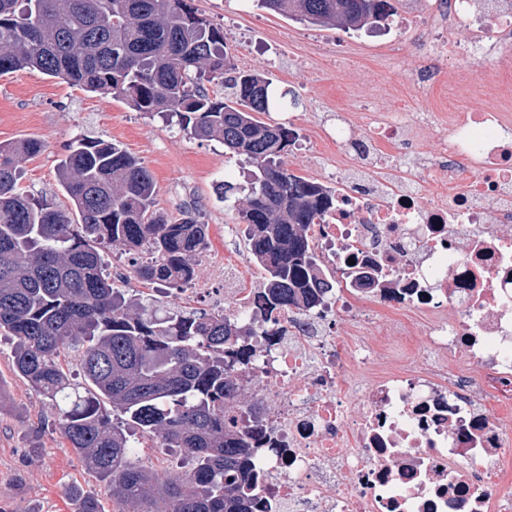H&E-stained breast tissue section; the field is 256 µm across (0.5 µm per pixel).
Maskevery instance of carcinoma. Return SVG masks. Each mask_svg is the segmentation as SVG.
<instances>
[{"mask_svg":"<svg viewBox=\"0 0 512 512\" xmlns=\"http://www.w3.org/2000/svg\"><path fill=\"white\" fill-rule=\"evenodd\" d=\"M0 0V74L33 68L138 111L175 114L200 140H217L256 168L235 218L263 270L254 303L261 322L201 308L163 317L142 293L114 287L106 249L135 256L127 280L182 288L208 247V225L156 209L150 170L116 143L76 138L56 166L69 214L19 189L20 163L40 152L29 138L0 143V333L14 371L55 410L80 463L104 483L116 512H261L253 494L259 439L224 415L242 402L237 376L254 362L249 338L279 334L290 305L310 306L329 287L308 227L334 204L325 185L282 160L297 139L261 116L286 93L258 71H239L224 32L190 0ZM261 7L352 31L395 12L391 0H258ZM224 83L216 99L198 80ZM78 356L83 382L67 373ZM184 452L183 470L160 476L139 437ZM73 512H102L81 488Z\"/></svg>","mask_w":512,"mask_h":512,"instance_id":"cac0c4a2","label":"carcinoma"}]
</instances>
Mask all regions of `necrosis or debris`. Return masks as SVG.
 Returning a JSON list of instances; mask_svg holds the SVG:
<instances>
[{"instance_id":"1","label":"necrosis or debris","mask_w":512,"mask_h":512,"mask_svg":"<svg viewBox=\"0 0 512 512\" xmlns=\"http://www.w3.org/2000/svg\"><path fill=\"white\" fill-rule=\"evenodd\" d=\"M398 25L435 88L448 55H501L512 0H445ZM461 27L471 37L449 42ZM482 94L489 107L365 111L363 137L341 115L326 133L336 203L308 237L330 287L282 311L283 335L258 337L241 383L260 418L234 409L266 435L268 512H512V73ZM426 129L431 151L417 147Z\"/></svg>"}]
</instances>
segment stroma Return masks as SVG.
Instances as JSON below:
<instances>
[{
    "label": "stroma",
    "mask_w": 512,
    "mask_h": 512,
    "mask_svg": "<svg viewBox=\"0 0 512 512\" xmlns=\"http://www.w3.org/2000/svg\"><path fill=\"white\" fill-rule=\"evenodd\" d=\"M195 4L223 30L237 69L272 74L275 87L295 97V105L270 113L268 120L289 124L308 146H316L317 125L337 108L358 111L355 93L360 87H368L376 112H422L454 97L455 85L439 94L414 81L418 61L413 53H388L397 28L352 32L316 26L261 8L255 0ZM79 136L120 143L141 160L155 178L158 208L172 217L191 212L209 227L211 254L223 256L236 219L216 187L224 180L245 183L251 166L244 157L221 142L194 138L177 117L134 111L122 100L34 69L0 74V143L36 138L44 144L21 165L22 191L69 210L56 164ZM0 383L9 396L0 408V512H71L66 490L72 485L97 494L112 512L110 491L69 448L51 407L14 373L12 346L6 340L0 341ZM33 445L38 452L31 456L27 450Z\"/></svg>",
    "instance_id": "obj_1"
}]
</instances>
